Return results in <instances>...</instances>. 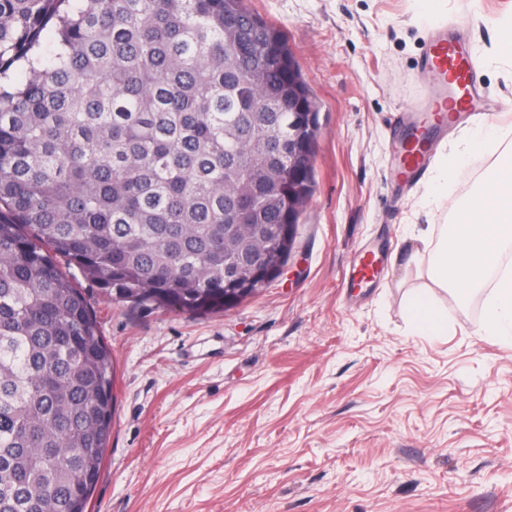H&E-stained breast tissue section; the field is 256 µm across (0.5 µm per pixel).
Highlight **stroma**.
Segmentation results:
<instances>
[{"label": "stroma", "instance_id": "1", "mask_svg": "<svg viewBox=\"0 0 512 512\" xmlns=\"http://www.w3.org/2000/svg\"><path fill=\"white\" fill-rule=\"evenodd\" d=\"M282 30L318 106L314 192L280 276L219 314L84 293L112 349V434L89 512H512V346L482 333L487 291L432 288L417 239L507 158L449 123L397 192L399 112L431 91L430 32L462 28L492 120L512 131V0H245ZM384 263L353 279L363 250ZM432 288L448 333L411 335Z\"/></svg>", "mask_w": 512, "mask_h": 512}]
</instances>
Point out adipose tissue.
Segmentation results:
<instances>
[{"instance_id":"obj_1","label":"adipose tissue","mask_w":512,"mask_h":512,"mask_svg":"<svg viewBox=\"0 0 512 512\" xmlns=\"http://www.w3.org/2000/svg\"><path fill=\"white\" fill-rule=\"evenodd\" d=\"M512 245V160L495 168L457 209L449 230L439 231L428 252L427 275L434 284L451 289L467 301L480 288L491 287L482 330L512 346V273L499 270L504 248ZM413 335L433 337L446 333L448 315L428 294L410 303Z\"/></svg>"}]
</instances>
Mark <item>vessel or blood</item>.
I'll use <instances>...</instances> for the list:
<instances>
[{"instance_id": "b4317fda", "label": "vessel or blood", "mask_w": 512, "mask_h": 512, "mask_svg": "<svg viewBox=\"0 0 512 512\" xmlns=\"http://www.w3.org/2000/svg\"><path fill=\"white\" fill-rule=\"evenodd\" d=\"M423 69L433 80V95L417 101L397 118L398 123L409 128L405 146L397 151L396 167L403 186L418 181L429 167L433 157L431 134L444 127L440 112L452 105L457 112L476 120L487 114L464 42L445 34L433 36Z\"/></svg>"}]
</instances>
